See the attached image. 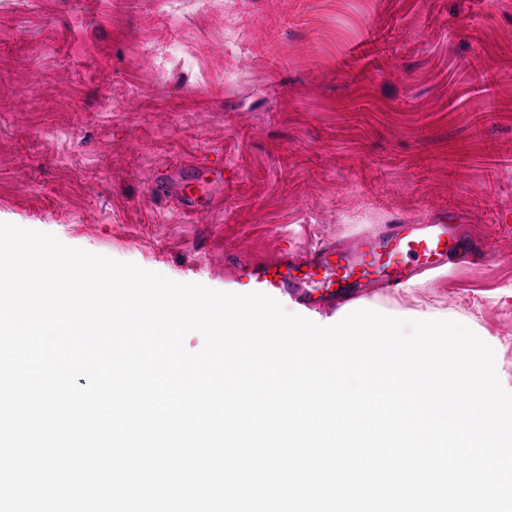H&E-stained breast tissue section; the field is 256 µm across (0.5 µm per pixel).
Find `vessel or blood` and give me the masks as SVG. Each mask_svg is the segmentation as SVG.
<instances>
[{
	"label": "vessel or blood",
	"mask_w": 512,
	"mask_h": 512,
	"mask_svg": "<svg viewBox=\"0 0 512 512\" xmlns=\"http://www.w3.org/2000/svg\"><path fill=\"white\" fill-rule=\"evenodd\" d=\"M198 167L213 174L201 192H194L190 178L183 175L164 173L154 184L155 191L173 200L186 219L210 208L224 193L223 167L206 161ZM464 221L461 214L439 212L415 231L393 224L384 234L368 233L351 243L283 248L274 262L236 260L235 275L247 277L255 291L275 299L289 296L308 308L344 306L359 299L361 288L374 285L392 291L433 265L479 264L488 252L467 233Z\"/></svg>",
	"instance_id": "vessel-or-blood-1"
}]
</instances>
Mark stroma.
I'll return each mask as SVG.
<instances>
[{
	"mask_svg": "<svg viewBox=\"0 0 512 512\" xmlns=\"http://www.w3.org/2000/svg\"><path fill=\"white\" fill-rule=\"evenodd\" d=\"M205 159L227 190L187 221L155 177ZM448 210L492 261L362 305L467 326L512 392V0H0V222L221 291Z\"/></svg>",
	"mask_w": 512,
	"mask_h": 512,
	"instance_id": "obj_1",
	"label": "stroma"
}]
</instances>
